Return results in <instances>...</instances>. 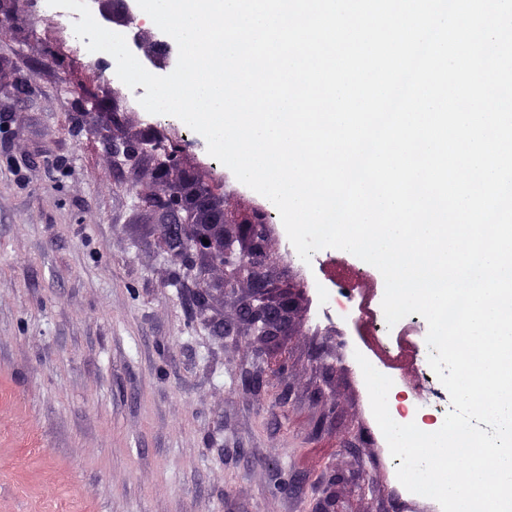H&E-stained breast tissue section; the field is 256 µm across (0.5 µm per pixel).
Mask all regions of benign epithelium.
Listing matches in <instances>:
<instances>
[{"instance_id": "benign-epithelium-1", "label": "benign epithelium", "mask_w": 512, "mask_h": 512, "mask_svg": "<svg viewBox=\"0 0 512 512\" xmlns=\"http://www.w3.org/2000/svg\"><path fill=\"white\" fill-rule=\"evenodd\" d=\"M144 54L153 63L169 64L178 57V48L173 40H156ZM79 106L84 113L98 117L107 114L102 101L84 93L79 96ZM110 152L114 162L132 167L142 156L151 155L159 160L157 172L163 175L178 166L181 145L168 139L134 141L114 137ZM152 201L163 213L179 218L177 227H166L163 241L173 262L188 273L198 269L199 259L213 269L224 271L218 289L226 297L236 296L242 285L248 287L247 295L238 303V322L242 329L228 330L225 335L251 336L267 343L286 339L290 330L291 296L274 297L278 286L265 273L271 241L268 213L256 210L228 231L224 211L212 208L202 196L172 192ZM205 239L209 244L203 243ZM344 480L343 474L328 468L323 478L327 485L324 496L317 500L311 512H342L336 486Z\"/></svg>"}]
</instances>
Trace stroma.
<instances>
[{
	"label": "stroma",
	"instance_id": "1",
	"mask_svg": "<svg viewBox=\"0 0 512 512\" xmlns=\"http://www.w3.org/2000/svg\"><path fill=\"white\" fill-rule=\"evenodd\" d=\"M135 0H104L105 28L127 26ZM0 29V512H310L328 467L345 472L344 512H435L398 481L399 459L371 410L350 348L393 386L389 413L427 425L450 409L417 314L387 326L384 279L349 252L303 262L272 218L267 273L293 296L286 407L270 372L245 393L242 366L266 367L271 345L225 335L234 302L171 262L162 214L148 203L194 173L225 217L271 202L207 152L180 119L147 113L105 52H70L39 5ZM111 117L83 116L78 93ZM188 140L180 168L161 176L112 163V137ZM213 294L199 310L196 291ZM366 308L345 316L341 302ZM335 405L326 412L325 401Z\"/></svg>",
	"mask_w": 512,
	"mask_h": 512
}]
</instances>
